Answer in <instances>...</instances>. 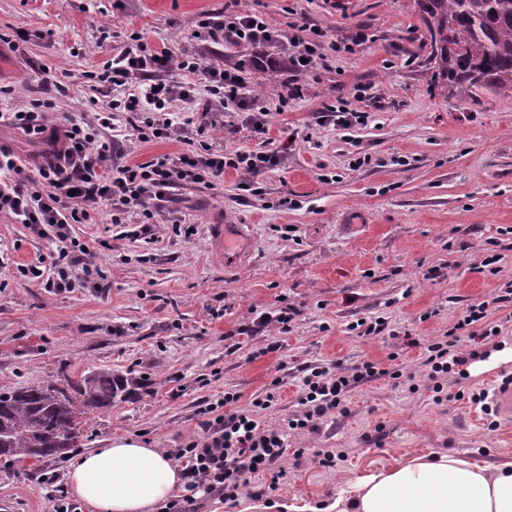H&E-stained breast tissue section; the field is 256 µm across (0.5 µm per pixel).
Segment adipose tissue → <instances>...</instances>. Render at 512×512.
Masks as SVG:
<instances>
[{
  "mask_svg": "<svg viewBox=\"0 0 512 512\" xmlns=\"http://www.w3.org/2000/svg\"><path fill=\"white\" fill-rule=\"evenodd\" d=\"M66 479L94 512H155L184 486L165 451L132 436L79 456ZM322 512H512V463L483 466L452 454L410 458L357 479Z\"/></svg>",
  "mask_w": 512,
  "mask_h": 512,
  "instance_id": "1",
  "label": "adipose tissue"
}]
</instances>
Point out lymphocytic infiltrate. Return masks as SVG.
<instances>
[{"label": "lymphocytic infiltrate", "instance_id": "obj_1", "mask_svg": "<svg viewBox=\"0 0 512 512\" xmlns=\"http://www.w3.org/2000/svg\"><path fill=\"white\" fill-rule=\"evenodd\" d=\"M190 39L204 44L246 42L285 47L290 51L288 64L298 74L320 59L322 49L321 40L272 30L262 17L250 12L203 14ZM173 71L181 72V79H170ZM199 76L205 81L201 87L207 97L186 123H177L171 108L177 101L195 102L201 88L195 83ZM87 78L103 92L94 101L91 120H51V105L41 100L11 113L15 125L52 147L53 157L37 177L24 175L15 155L0 147V214L28 225L36 235L54 234L59 248L51 261L54 275L47 286L59 291L97 285L101 270L91 251L73 240L70 227L87 223L99 201L110 202L113 223H121L124 214L134 212L149 224L172 193L184 186L214 187L231 169L244 175L243 187L249 190L260 175L278 167L282 160L270 151H218L207 141L219 128L234 133L245 129L254 136L268 131L269 110L258 105L237 67L202 64L198 54L168 44L152 46L135 32L118 54L101 70L88 72ZM113 87L121 88V98L110 95ZM120 112L137 116L134 130L140 141L179 139L191 131L201 144L146 164L118 160V144L108 133ZM488 305H471L456 323L455 334L425 345L423 364L434 393H442L447 384L454 383L457 397H464L461 384L468 366L498 348V329L486 323ZM464 338L469 341L465 348L460 345ZM384 375L398 380L404 372H387L370 361L341 371L312 368L303 378L299 411L274 426L262 424L251 411L237 409L235 394L208 404L202 411L200 435L185 439L170 451L182 468L185 492L168 500L159 512H199L204 500L232 505L248 488L257 498L275 491L288 476L283 465L288 433L317 429L321 419L344 411L346 394L355 385ZM256 476L264 477L263 485L251 486L250 480Z\"/></svg>", "mask_w": 512, "mask_h": 512}]
</instances>
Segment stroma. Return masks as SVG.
I'll return each instance as SVG.
<instances>
[{
  "label": "stroma",
  "mask_w": 512,
  "mask_h": 512,
  "mask_svg": "<svg viewBox=\"0 0 512 512\" xmlns=\"http://www.w3.org/2000/svg\"><path fill=\"white\" fill-rule=\"evenodd\" d=\"M261 13L275 30L298 24L324 34L326 49L300 75L303 97L271 110L263 138L216 131L215 149L263 148L285 161L260 179L264 194L240 190L229 170L215 188L188 185L146 232L136 215L112 221L101 203L71 233L102 271L99 287L56 292L32 278L57 244L0 215V388L56 382L109 369L137 380L133 400L92 414L78 447L43 462L0 458V496L52 512L66 490L69 465L117 436L168 449L199 434L203 403L237 394L238 408L277 390L259 416L276 424L299 409L307 368L363 361L412 373L417 392L382 377L356 386L347 414L318 431L288 437L287 483L265 497L242 492L235 506L205 503L201 512H283L316 507L369 472L411 457L450 453L484 464L512 462V420L469 396L490 378L512 375V361L490 355L472 363L468 398L435 402L421 361L428 341L447 335L471 306L488 302L503 352L512 351V318L493 306L512 282V97L489 87H447L426 60L415 0H0V113L52 102L87 119L95 95L86 72L101 70L132 32L158 46L186 37L202 12ZM113 37L100 42L97 28ZM365 28L368 42L350 53L332 43ZM206 61L240 65L251 89L280 85L292 72L277 48L211 45ZM367 96L357 99V86ZM366 113L348 128L320 122L321 112ZM115 133L125 158L145 163L185 150L183 142H140L127 120ZM0 145L37 175L46 147L11 125ZM193 226L192 238L173 229ZM237 246L216 248L225 225ZM499 254L498 273L485 261ZM293 304L300 314L282 332L254 334L260 313ZM385 318L379 335L354 323ZM326 448L347 459L328 469Z\"/></svg>",
  "instance_id": "1"
}]
</instances>
